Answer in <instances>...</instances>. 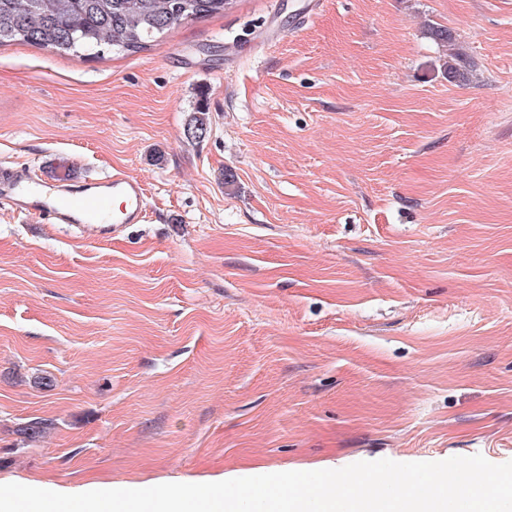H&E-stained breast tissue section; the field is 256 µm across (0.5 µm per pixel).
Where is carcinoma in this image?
I'll return each instance as SVG.
<instances>
[{"instance_id":"1","label":"carcinoma","mask_w":512,"mask_h":512,"mask_svg":"<svg viewBox=\"0 0 512 512\" xmlns=\"http://www.w3.org/2000/svg\"><path fill=\"white\" fill-rule=\"evenodd\" d=\"M236 0H0V46L21 42L58 54L99 58L107 52L138 53L173 26L225 12ZM448 78L467 79L463 59L443 63ZM208 133L204 104L189 120L185 135L201 140ZM53 426L34 419L20 431L34 439Z\"/></svg>"}]
</instances>
